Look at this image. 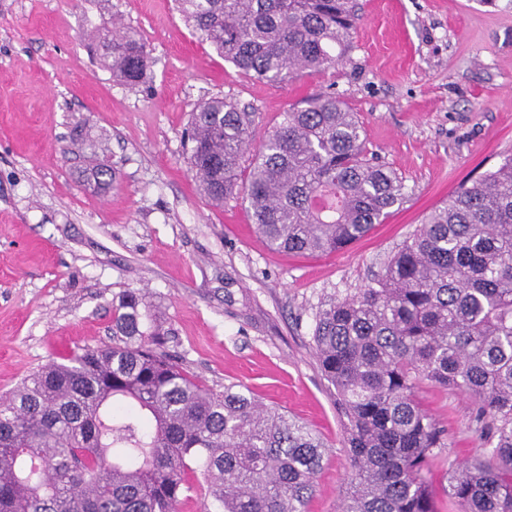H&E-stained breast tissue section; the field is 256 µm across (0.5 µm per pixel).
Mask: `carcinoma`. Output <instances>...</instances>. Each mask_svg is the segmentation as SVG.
<instances>
[{
	"label": "carcinoma",
	"instance_id": "obj_1",
	"mask_svg": "<svg viewBox=\"0 0 512 512\" xmlns=\"http://www.w3.org/2000/svg\"><path fill=\"white\" fill-rule=\"evenodd\" d=\"M197 37L238 70L271 82L345 58L354 0H176ZM92 37L112 76L143 81L132 27ZM251 113L211 98L191 114L189 162L213 205L243 189L273 250L333 253L405 199L369 155L357 113L334 93L282 113L247 174ZM87 178L112 185L102 162ZM170 329L141 295L112 307V341L51 363L0 399V512H307L326 454L310 427L245 387L205 388L173 360ZM313 352L336 390L350 470L340 512H512V154L432 210L381 276L317 317ZM423 384L468 397L492 421L479 457L440 455L445 430Z\"/></svg>",
	"mask_w": 512,
	"mask_h": 512
}]
</instances>
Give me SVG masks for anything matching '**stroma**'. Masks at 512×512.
I'll use <instances>...</instances> for the list:
<instances>
[{
	"label": "stroma",
	"mask_w": 512,
	"mask_h": 512,
	"mask_svg": "<svg viewBox=\"0 0 512 512\" xmlns=\"http://www.w3.org/2000/svg\"><path fill=\"white\" fill-rule=\"evenodd\" d=\"M346 61L277 83L202 42L175 0H0V397L45 364L112 339V307L135 291L173 332L203 386L235 383L327 445L308 512H339L349 463L336 391L313 355L318 312L369 284L425 215L512 154V6L506 0H358ZM136 29L142 83L113 78L84 37ZM336 93L406 197L349 247L271 250L242 195L212 205L185 130L213 97L254 114L262 138L289 106ZM104 191L84 169L98 145ZM423 406L460 460L483 453L469 399L426 386Z\"/></svg>",
	"instance_id": "stroma-1"
}]
</instances>
